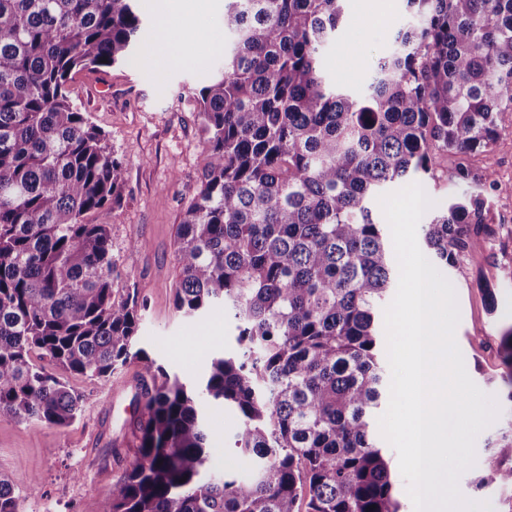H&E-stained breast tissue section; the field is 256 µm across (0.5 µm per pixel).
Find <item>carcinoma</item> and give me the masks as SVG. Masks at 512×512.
Returning a JSON list of instances; mask_svg holds the SVG:
<instances>
[{
    "instance_id": "cac0c4a2",
    "label": "carcinoma",
    "mask_w": 512,
    "mask_h": 512,
    "mask_svg": "<svg viewBox=\"0 0 512 512\" xmlns=\"http://www.w3.org/2000/svg\"><path fill=\"white\" fill-rule=\"evenodd\" d=\"M135 0H0V416L69 426L70 375L111 378L132 360L151 380L131 427L135 459L100 512H401L372 419L388 398L377 313L395 282L376 199L441 158L485 152L512 112V0H406L362 96L329 88L321 52L341 0H227L231 42L197 95L208 149L176 226L175 307L220 306L238 352L213 357L188 393L138 346L144 303L112 298L110 225L123 167L69 98L75 71L123 62ZM476 196L422 225L439 270L482 249ZM502 384L512 401V325ZM243 420L252 476H207L197 402ZM477 485L512 489V417ZM0 512H20L0 474Z\"/></svg>"
}]
</instances>
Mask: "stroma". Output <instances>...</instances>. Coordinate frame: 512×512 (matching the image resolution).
<instances>
[{
	"mask_svg": "<svg viewBox=\"0 0 512 512\" xmlns=\"http://www.w3.org/2000/svg\"><path fill=\"white\" fill-rule=\"evenodd\" d=\"M343 0L344 20L322 52L328 80L349 92L365 91L379 58L393 49L395 33L412 23L405 0ZM155 0H137L143 20L129 59L96 72L81 71L68 80L70 99L105 132L112 155L124 169L119 207L92 215L91 223L111 227L114 297L138 292L147 302L139 345L170 376L190 384L209 370L212 358L236 349L235 324L223 310L203 319H188L174 306L177 262L174 230L193 195L205 157V144L194 124V95L221 61L228 41L224 33V0H208L207 30L193 33L195 43H209L202 58L182 56L159 61ZM465 162L480 174L493 168L494 184L457 182L453 171ZM426 194L444 206L471 195L486 200L485 222L491 232L483 250L467 255L448 270L460 310L456 342L466 371L485 393L496 398L502 413L512 414L497 377V346L512 324V112L502 113L499 136L489 151L465 159H443ZM494 288L495 307H488L484 286ZM133 363L109 380L74 375L71 385L85 397L81 414L68 427L19 422L0 417V473L10 475L22 512H99L103 498L135 456L128 446L129 421L141 405L130 385L139 377ZM210 446V472L248 477L249 457L235 446L242 420L210 402L200 405ZM499 430L491 425L475 444L476 466L459 480L464 497L489 502L504 512L502 493L478 487V466L490 461L491 443Z\"/></svg>",
	"mask_w": 512,
	"mask_h": 512,
	"instance_id": "35a3bbf8",
	"label": "stroma"
}]
</instances>
